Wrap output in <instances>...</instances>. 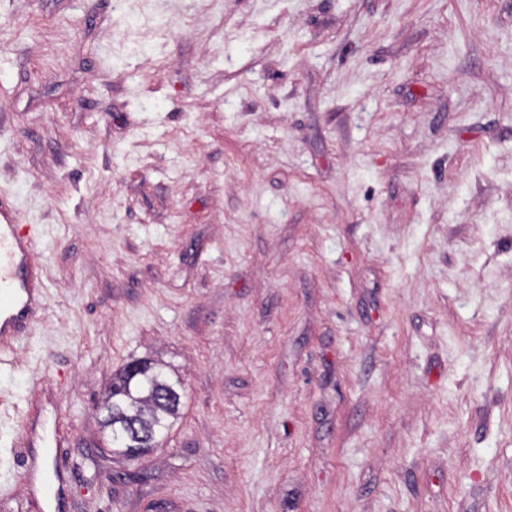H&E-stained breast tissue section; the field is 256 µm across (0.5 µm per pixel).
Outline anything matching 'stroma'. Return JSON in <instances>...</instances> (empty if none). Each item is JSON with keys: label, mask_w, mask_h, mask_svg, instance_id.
I'll return each instance as SVG.
<instances>
[{"label": "stroma", "mask_w": 512, "mask_h": 512, "mask_svg": "<svg viewBox=\"0 0 512 512\" xmlns=\"http://www.w3.org/2000/svg\"><path fill=\"white\" fill-rule=\"evenodd\" d=\"M46 308L0 362L60 512H512V0H0V199ZM183 380L140 464L98 404ZM64 472L66 470L55 464L51 469H46L42 480L39 482L38 493L42 501L49 507L59 504L62 497Z\"/></svg>", "instance_id": "stroma-1"}]
</instances>
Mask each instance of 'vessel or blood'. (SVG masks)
Wrapping results in <instances>:
<instances>
[{
	"instance_id": "1",
	"label": "vessel or blood",
	"mask_w": 512,
	"mask_h": 512,
	"mask_svg": "<svg viewBox=\"0 0 512 512\" xmlns=\"http://www.w3.org/2000/svg\"><path fill=\"white\" fill-rule=\"evenodd\" d=\"M35 244L25 239L12 220L8 201L0 202V350L12 348L26 335L43 310L40 273L35 265ZM64 470H45L38 493L46 505L59 503Z\"/></svg>"
}]
</instances>
